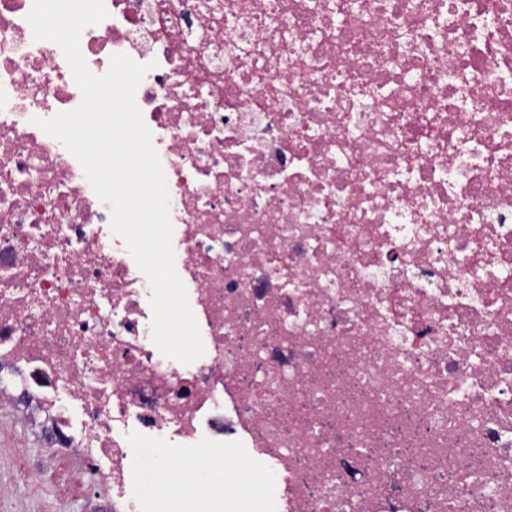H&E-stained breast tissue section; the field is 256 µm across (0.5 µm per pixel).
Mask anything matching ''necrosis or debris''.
<instances>
[{
  "label": "necrosis or debris",
  "mask_w": 512,
  "mask_h": 512,
  "mask_svg": "<svg viewBox=\"0 0 512 512\" xmlns=\"http://www.w3.org/2000/svg\"><path fill=\"white\" fill-rule=\"evenodd\" d=\"M0 0V407L146 512L130 448L256 449L275 512H512V0H105L205 346L36 119L79 106Z\"/></svg>",
  "instance_id": "obj_1"
}]
</instances>
